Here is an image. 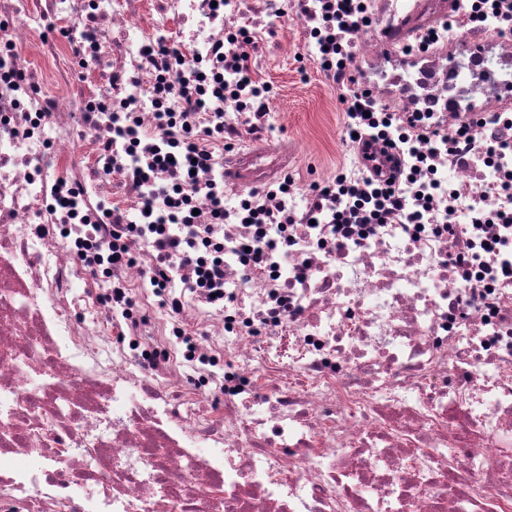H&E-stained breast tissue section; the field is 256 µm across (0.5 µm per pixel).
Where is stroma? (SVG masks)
Returning <instances> with one entry per match:
<instances>
[{"label": "stroma", "instance_id": "1", "mask_svg": "<svg viewBox=\"0 0 512 512\" xmlns=\"http://www.w3.org/2000/svg\"><path fill=\"white\" fill-rule=\"evenodd\" d=\"M304 28L274 22L264 33L257 67L276 98L271 125L277 135L300 142L296 180L309 184L327 171L351 168L356 155L347 141V117L340 91L320 65L307 55Z\"/></svg>", "mask_w": 512, "mask_h": 512}]
</instances>
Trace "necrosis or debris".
Masks as SVG:
<instances>
[{
    "mask_svg": "<svg viewBox=\"0 0 512 512\" xmlns=\"http://www.w3.org/2000/svg\"><path fill=\"white\" fill-rule=\"evenodd\" d=\"M276 5L0 0V512H512V223L492 218L512 211V152L493 148L512 139V31L490 13L433 25L406 49L414 67L389 70L386 36L363 32L404 6L364 0L366 88L426 157L409 167L378 140L377 177L412 205L437 188L422 223L395 211L344 234L328 214L307 223L297 148L270 138L274 97L251 118L222 100L227 36L260 40L255 18ZM161 39L180 57L156 52ZM184 71L208 107L179 93ZM161 112L221 124L193 182L156 162L182 136ZM117 120L136 152L102 149ZM436 132L453 139L433 156ZM161 180L223 239L224 277L202 286L180 266L185 296L153 316L149 242L126 233L130 259L106 276L67 230L105 223V193L154 223L143 201ZM79 279L97 303L75 312ZM113 288L132 300L98 327ZM200 324L223 380L184 371L176 344Z\"/></svg>",
    "mask_w": 512,
    "mask_h": 512,
    "instance_id": "4bbe7bcc",
    "label": "necrosis or debris"
}]
</instances>
